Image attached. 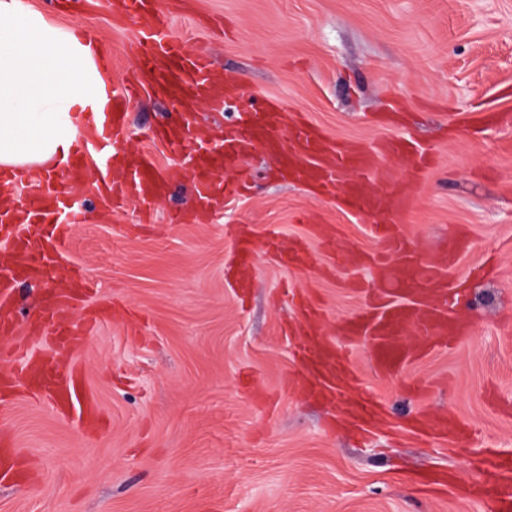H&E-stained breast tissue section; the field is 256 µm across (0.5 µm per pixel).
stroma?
I'll use <instances>...</instances> for the list:
<instances>
[{
  "label": "stroma",
  "instance_id": "35a3bbf8",
  "mask_svg": "<svg viewBox=\"0 0 512 512\" xmlns=\"http://www.w3.org/2000/svg\"><path fill=\"white\" fill-rule=\"evenodd\" d=\"M160 2L171 37L288 115L346 143L410 137L435 156L416 203L388 222L424 257L466 231L448 282L468 283L473 321L454 347L388 376L358 346V386L392 424L360 445L333 428L335 403L306 392L294 357L299 296L322 300L330 336L359 310L348 267L299 271L262 253L245 292L229 267L244 225L305 241L327 226L341 258L373 250L371 222L278 180L262 154L246 165V190L202 218L187 209L185 179L148 224L139 206L111 210L92 185L76 188L89 220L71 229L65 256L92 286L77 316L94 328L73 361L101 420L89 430L19 397L0 419L22 450L15 477L0 478V512H494L452 487L421 495L415 480L446 471L474 483L481 453L512 454V0ZM19 3L96 30L123 83L137 59L132 23L58 0ZM166 110L147 93L130 107L132 147L163 169L181 156L153 138ZM60 282L21 287L10 310L32 350L54 336L31 317ZM449 415L475 436L424 446L416 422Z\"/></svg>",
  "mask_w": 512,
  "mask_h": 512
}]
</instances>
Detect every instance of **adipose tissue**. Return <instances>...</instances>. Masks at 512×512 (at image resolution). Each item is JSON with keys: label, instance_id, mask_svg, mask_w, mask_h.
<instances>
[{"label": "adipose tissue", "instance_id": "adipose-tissue-1", "mask_svg": "<svg viewBox=\"0 0 512 512\" xmlns=\"http://www.w3.org/2000/svg\"><path fill=\"white\" fill-rule=\"evenodd\" d=\"M92 44L0 0V167L45 170L78 141L88 101L109 102Z\"/></svg>", "mask_w": 512, "mask_h": 512}]
</instances>
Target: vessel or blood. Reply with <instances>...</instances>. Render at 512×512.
<instances>
[{"instance_id":"b4317fda","label":"vessel or blood","mask_w":512,"mask_h":512,"mask_svg":"<svg viewBox=\"0 0 512 512\" xmlns=\"http://www.w3.org/2000/svg\"><path fill=\"white\" fill-rule=\"evenodd\" d=\"M112 11L139 29L137 62L131 77L113 89L109 117L90 123L78 149L63 159L62 170L73 183H82L93 158L99 163L95 184L100 195L116 207L133 202L148 206L167 193L174 179L186 176L193 185V210L204 211L241 192L239 182L220 180L218 172L235 167L261 148L279 156L287 181L324 195L340 193L343 207L354 217L389 208L404 211L414 205L412 187L395 184L390 166L391 159L406 157L413 160L415 173L423 172L426 154L412 141L392 138L362 147L334 140L304 118L287 119L274 101L249 94L235 76L216 71L209 54L186 51L167 35L157 0H112ZM145 91L168 99L177 114L154 132L164 145L185 150V160L175 170L159 168L150 152L125 147L132 136L130 105ZM201 106L213 112L235 107L238 123L224 134L225 151L191 150L199 137L194 112ZM25 182L34 189L24 202L0 204V223L17 229L10 247L0 251L1 308L8 306L18 281L41 280L55 272L67 228L86 221L69 192L28 169L0 170L1 195ZM373 236L375 249L354 252L351 266L376 270L378 277L366 290V307L341 325L343 343L317 339L316 326L324 310L312 301L301 306V319L309 327L302 359L313 387L327 399L346 397L347 382L355 380L352 356L358 338L370 340L373 367L388 373L415 359L406 340L408 333L437 338L442 347L454 345L467 333V321L453 311L460 292L448 285V273L465 247V234L452 235L442 257L425 263L414 258L408 240L391 226L374 225ZM279 240L277 233L267 232L266 243L283 264L309 269L317 263V256L302 242H292L283 252ZM73 308L74 297L67 292L41 308L40 318L56 324L58 338L45 356L27 361L24 374L41 376L48 398L62 412H77L89 424L96 418L95 402L85 389L81 370L65 362L80 345L69 330ZM374 406L372 398L363 397L349 409L360 433H368ZM484 465L508 485L479 484L469 489V496L494 501L497 512H512V456L493 454Z\"/></svg>"}]
</instances>
